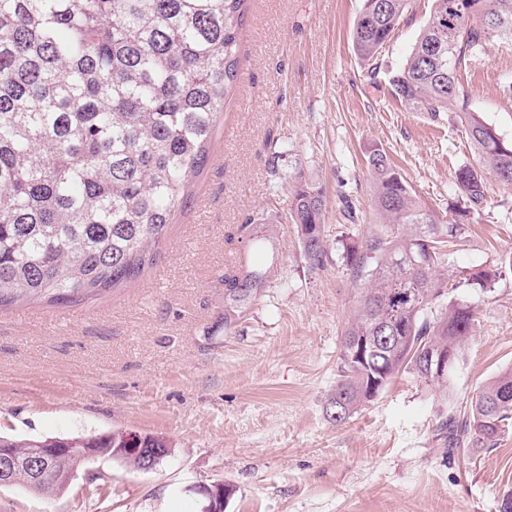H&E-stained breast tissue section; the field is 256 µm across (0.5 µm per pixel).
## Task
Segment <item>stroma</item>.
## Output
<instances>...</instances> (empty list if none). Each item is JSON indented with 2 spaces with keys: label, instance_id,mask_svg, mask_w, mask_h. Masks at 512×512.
I'll return each instance as SVG.
<instances>
[{
  "label": "stroma",
  "instance_id": "1",
  "mask_svg": "<svg viewBox=\"0 0 512 512\" xmlns=\"http://www.w3.org/2000/svg\"><path fill=\"white\" fill-rule=\"evenodd\" d=\"M362 0H250L239 70L190 206L136 281L79 304L23 302L0 312V434L17 440L127 431L165 438L154 469L99 460L60 493L0 488V512H202L199 488L233 493L224 512H497L512 493V435L455 453L441 416L512 368V274L492 291L461 287L472 335L447 390L403 374L343 425L325 415L356 284L343 252L376 222L367 157L383 149L429 206L458 198L477 157L452 113L432 120L389 95L431 0H413L370 78L351 32ZM512 42L463 76L469 106L512 140ZM285 151L278 167L272 149ZM325 190L326 258L312 268L282 186L296 172ZM485 206L448 264L496 268L512 254V185L484 181ZM359 221L346 223V203ZM274 216L261 295L224 324L225 271L255 258L240 226Z\"/></svg>",
  "mask_w": 512,
  "mask_h": 512
}]
</instances>
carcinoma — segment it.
I'll list each match as a JSON object with an SVG mask.
<instances>
[{
  "mask_svg": "<svg viewBox=\"0 0 512 512\" xmlns=\"http://www.w3.org/2000/svg\"><path fill=\"white\" fill-rule=\"evenodd\" d=\"M248 0H0V309L32 298L67 304L138 279L187 207L210 156L238 76ZM411 0H363L352 32L356 55L375 61ZM512 41V0H432L391 96L437 119L455 113L478 167L455 174L460 198L448 215L430 208L380 148L368 156L378 224L344 247L358 306L341 339L327 416L338 425L365 409L402 373L448 389L431 351L458 361L474 312L450 293L489 291L512 256L488 271L448 268V247L483 208L484 173L512 184V142L469 112L461 74L497 43ZM322 185L299 173L290 219L305 257L325 255ZM258 263L224 272V328L260 294ZM512 430V368L486 384L462 419L437 432L448 450L490 448ZM122 432L26 439L0 448L26 457L44 448H98L123 459ZM93 457H48L52 478L15 483L35 493L66 489Z\"/></svg>",
  "mask_w": 512,
  "mask_h": 512,
  "instance_id": "obj_1",
  "label": "carcinoma"
}]
</instances>
